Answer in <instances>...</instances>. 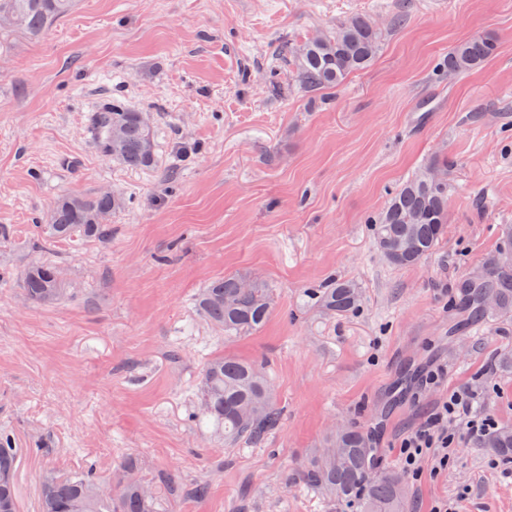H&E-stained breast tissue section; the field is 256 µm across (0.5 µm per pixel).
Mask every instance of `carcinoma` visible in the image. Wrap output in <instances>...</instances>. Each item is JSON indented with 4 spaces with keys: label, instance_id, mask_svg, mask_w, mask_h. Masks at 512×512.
I'll return each instance as SVG.
<instances>
[{
    "label": "carcinoma",
    "instance_id": "1",
    "mask_svg": "<svg viewBox=\"0 0 512 512\" xmlns=\"http://www.w3.org/2000/svg\"><path fill=\"white\" fill-rule=\"evenodd\" d=\"M72 8L73 0H0V30L19 29L37 36ZM380 46L377 21L357 14L319 30L301 45H280L278 56L303 89L327 92L369 67ZM497 53L498 43L492 36L477 35L452 46L445 68L450 75H462ZM95 129L105 156L113 162L128 169L155 167L154 130L146 113L111 99L96 112ZM450 190L448 163L433 159L403 182L386 209L369 221L377 249L390 265L415 266L443 243ZM123 205V197L108 190L64 194L54 202L38 247L75 237L105 244L111 235L112 213ZM58 272L60 267L52 261L26 267L20 282L27 301L35 306L58 304L68 291ZM455 288L458 309L467 315V321L512 318L511 224L501 226L497 248L462 276ZM308 298L326 313L347 315L359 306L360 288L351 280L332 278L310 289ZM272 302V293L263 282L227 276L203 289L196 307L212 328L231 337L262 328ZM197 390V420L223 431L226 443L260 445L279 425L273 381L252 362L222 355L210 358ZM479 445L512 460V425L480 438ZM16 459L11 435L0 433V512H18ZM376 465L377 448L369 434L343 425L331 433L311 461L296 469L293 479L339 504L355 507L356 512H407L408 493L401 477L391 471L379 472ZM120 470L121 477L110 495L100 493L102 483L91 469L47 477L41 487L40 512H161L163 496L176 502L202 500L207 495L206 485L188 484L167 472L147 478L132 458L124 459Z\"/></svg>",
    "mask_w": 512,
    "mask_h": 512
}]
</instances>
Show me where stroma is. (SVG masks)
Listing matches in <instances>:
<instances>
[{
    "mask_svg": "<svg viewBox=\"0 0 512 512\" xmlns=\"http://www.w3.org/2000/svg\"><path fill=\"white\" fill-rule=\"evenodd\" d=\"M357 13L381 51L312 99L276 54L285 41ZM490 34L498 54L449 77L456 42ZM153 123L157 165L113 164L91 133L104 94ZM448 162V229L420 265L396 268L368 219L427 161ZM123 194L104 244L38 249L63 193ZM512 224V0H76L40 39L0 32V431L17 448L19 512H39L46 473L93 465L101 482L135 457L210 485L167 512H330L286 478L337 426L378 431V467L402 472L399 444L448 389L476 387L481 415L512 424V321L458 326L454 284ZM63 270L74 293L28 303L20 273ZM264 282V327L225 339L194 298L210 282ZM353 280L339 317L309 288ZM456 334H449V327ZM265 362L278 428L260 446L225 445L194 421L206 360ZM443 366V386L421 373ZM447 466L404 475L409 512H512V462L466 426Z\"/></svg>",
    "mask_w": 512,
    "mask_h": 512,
    "instance_id": "stroma-1",
    "label": "stroma"
}]
</instances>
